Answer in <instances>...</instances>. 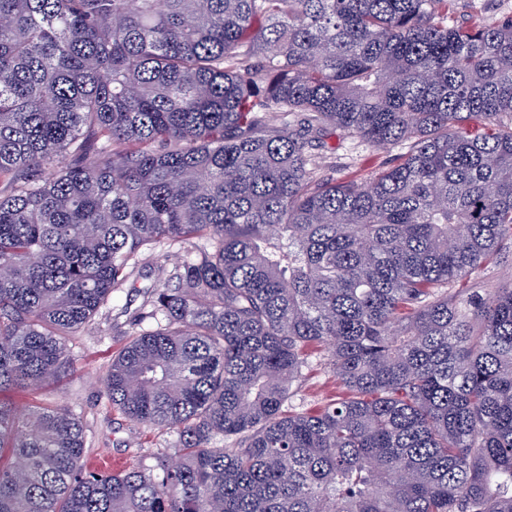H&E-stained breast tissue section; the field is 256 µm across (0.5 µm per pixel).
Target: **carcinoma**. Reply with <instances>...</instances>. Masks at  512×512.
I'll return each instance as SVG.
<instances>
[{
    "label": "carcinoma",
    "instance_id": "cac0c4a2",
    "mask_svg": "<svg viewBox=\"0 0 512 512\" xmlns=\"http://www.w3.org/2000/svg\"><path fill=\"white\" fill-rule=\"evenodd\" d=\"M454 6L0 0V395L206 242L106 378L176 463L92 469L68 409L0 398V512H512V288L446 289L512 246V15ZM337 130L404 152L332 183ZM314 344L346 396L286 414Z\"/></svg>",
    "mask_w": 512,
    "mask_h": 512
}]
</instances>
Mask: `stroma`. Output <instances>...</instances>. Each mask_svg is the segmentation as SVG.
Returning <instances> with one entry per match:
<instances>
[{
  "instance_id": "obj_1",
  "label": "stroma",
  "mask_w": 512,
  "mask_h": 512,
  "mask_svg": "<svg viewBox=\"0 0 512 512\" xmlns=\"http://www.w3.org/2000/svg\"><path fill=\"white\" fill-rule=\"evenodd\" d=\"M331 149L319 160V174L336 181L345 178L366 180L387 168L401 152L400 147L373 149L359 141L333 135ZM155 263L139 266L119 291L109 312L77 331L69 340L77 371L41 391L40 399L64 407L82 421L86 436V456L90 464L111 458L120 469H146L159 456H175L178 441L165 429L141 428L113 410L105 396V380L113 357L130 340L136 329L152 328L145 319V292L157 278ZM512 286V248L496 259L470 271L449 289L465 295L490 296L496 289ZM324 347L307 349L308 366L284 406L286 413L315 412L342 397L344 389L326 366Z\"/></svg>"
}]
</instances>
